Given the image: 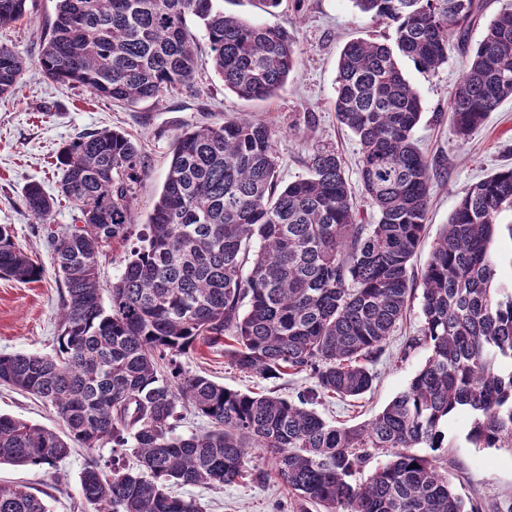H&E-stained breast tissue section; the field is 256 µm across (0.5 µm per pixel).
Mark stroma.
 I'll return each instance as SVG.
<instances>
[{
  "instance_id": "obj_1",
  "label": "stroma",
  "mask_w": 512,
  "mask_h": 512,
  "mask_svg": "<svg viewBox=\"0 0 512 512\" xmlns=\"http://www.w3.org/2000/svg\"><path fill=\"white\" fill-rule=\"evenodd\" d=\"M55 6L56 0H28L23 19L0 27V45L32 61L14 96L0 100V224L12 226L16 243L42 269L40 279L32 283L0 277V352L49 354L56 346L65 288L41 226L25 206L22 189L37 182L48 194H56L61 176L56 153L84 133L104 127L121 130L141 149L146 167L132 208V222L139 228L146 224L166 179L175 137L202 123L219 125L237 117L255 118L273 129L280 185L307 174L314 150H336L361 213L372 215L359 178L361 146L336 120L337 60L349 40L361 37L386 43L393 31L360 12L353 0H282L269 13L257 0H224L225 12L252 23L279 24L294 33L298 64L286 84L264 101L238 98L225 90L212 70L207 41L201 36L197 39L199 66L191 85L135 105L94 98L83 88L43 77L34 60ZM400 65L423 103L414 137L423 152L442 157L447 165L444 179L433 189L426 237L410 262L409 271L417 277L461 197L488 175L512 168V99L461 141L452 133L446 114L448 93L461 79L466 59L452 50L447 62L430 72L406 59ZM422 325L421 299L416 296L375 366L372 391L357 400H325L317 405V412L327 420L355 425L383 409L407 387L429 355L426 346H406ZM181 362L191 371L245 392L288 397L312 384L303 375L262 380L233 370L225 364L220 346L197 345ZM0 414L56 430L62 427L50 406L3 387ZM469 427L466 417L449 423L453 445L436 453L442 472L463 499L477 498L495 507L512 502V450L472 447L465 439ZM89 455V450L77 449L55 468L1 465L0 485L24 484L51 492L53 512H84L79 474ZM179 493L200 501L206 512H293L287 491L275 479L221 488L186 486Z\"/></svg>"
}]
</instances>
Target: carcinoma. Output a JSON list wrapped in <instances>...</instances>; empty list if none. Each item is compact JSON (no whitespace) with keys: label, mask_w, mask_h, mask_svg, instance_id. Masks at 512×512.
Segmentation results:
<instances>
[{"label":"carcinoma","mask_w":512,"mask_h":512,"mask_svg":"<svg viewBox=\"0 0 512 512\" xmlns=\"http://www.w3.org/2000/svg\"><path fill=\"white\" fill-rule=\"evenodd\" d=\"M394 27V46L348 41L337 62V121L361 145L360 179L372 224L334 150H316L309 173L277 181L274 132L258 120L203 124L178 135L170 168L104 305L98 258L128 240L144 158L128 134L101 129L64 145L57 195L24 188L45 225L67 292L55 354L0 353V386L50 404L64 431L0 415V465L55 466L79 448L129 447L130 468L90 456L80 473L88 512H204L173 488H220L277 476L297 512H482L464 501L436 459L414 452L451 447L448 423L471 418L476 448H512V289L500 280L491 243L512 208V168L474 184L434 243L422 274L421 335L429 356L410 383L368 421L347 426L312 408L320 398L359 399L373 365L406 315L410 261L443 162L413 140L419 92L398 57L422 71L457 45L469 66L448 95V122L468 138L512 96V0L483 38L468 45L482 0H353ZM27 14V0H0V25ZM203 31L224 89L272 97L297 65L295 37L277 25L224 12L221 0H56L37 64L50 81L136 104L186 87ZM27 68L0 46V98ZM78 223L51 227L58 199ZM0 274L21 283L41 270L0 225ZM224 346V362L260 379L305 374L314 385L291 398L246 393L177 361L197 343ZM208 422L174 433L180 409ZM261 451L268 469L251 465ZM387 461L360 480L366 463ZM416 467H411V464ZM26 485L0 487V512H51Z\"/></svg>","instance_id":"carcinoma-1"}]
</instances>
